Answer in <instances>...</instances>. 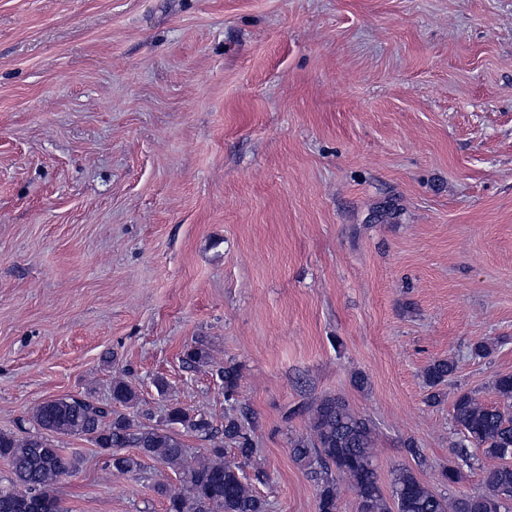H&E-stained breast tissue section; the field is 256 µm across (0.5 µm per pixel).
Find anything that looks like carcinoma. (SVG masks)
<instances>
[{
	"label": "carcinoma",
	"instance_id": "cac0c4a2",
	"mask_svg": "<svg viewBox=\"0 0 512 512\" xmlns=\"http://www.w3.org/2000/svg\"><path fill=\"white\" fill-rule=\"evenodd\" d=\"M455 370L449 359L436 360L425 371L429 387L444 384ZM226 400L235 397L241 378L236 364L217 369ZM497 401L486 404L469 392L456 397L452 419L463 440L454 448L457 460L469 463L475 450L492 460L483 471L485 491L462 493L453 502L436 493L406 468L393 471L390 495H385L374 466L370 421L354 413L342 398L325 395L299 408L307 415L306 432L290 440L293 461L317 481V512H338L339 483L352 487L357 512H509L512 507V373L493 381ZM112 401L122 406L137 403L135 390L118 381ZM149 413L128 415L87 397L66 395L33 409L34 432L18 437L0 432V458L11 466L7 487L0 486V512H63L53 486L77 468L78 461L63 454L61 436L86 437L109 454L112 471L133 475L148 457L182 470L184 489L160 487L168 499L167 512H267L264 499L254 493L242 468L255 448L248 430L249 416H224V429L214 428L206 415L182 407L169 409L166 422L151 424ZM229 442L238 460L224 458L216 443L207 453L188 460L183 435L212 441L217 434ZM134 448L136 454H122Z\"/></svg>",
	"mask_w": 512,
	"mask_h": 512
}]
</instances>
